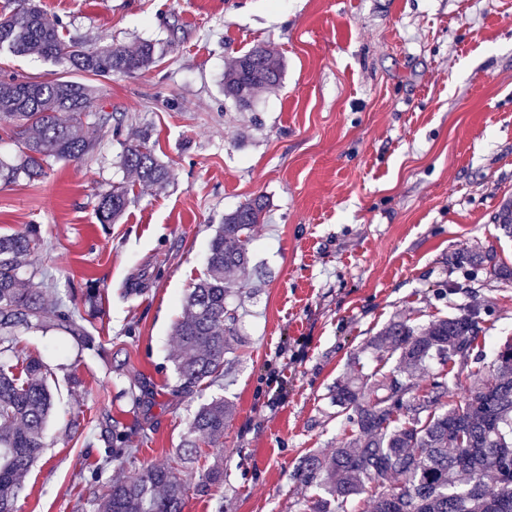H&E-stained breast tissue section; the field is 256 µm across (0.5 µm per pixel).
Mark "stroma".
<instances>
[{
  "mask_svg": "<svg viewBox=\"0 0 512 512\" xmlns=\"http://www.w3.org/2000/svg\"><path fill=\"white\" fill-rule=\"evenodd\" d=\"M38 2L65 36L152 41L159 56L93 78L111 121L88 117L92 152L0 184V233L41 232L31 287L52 284L95 338L90 350L53 332L18 339L20 355L52 367L53 410L16 512H91L93 494L154 463L175 465L184 512H301L295 468L346 442L331 393L375 366L371 342L395 316L486 304L485 354L512 339V281L471 278L454 260L469 250L512 265L497 223L512 201V0ZM260 43L283 60L282 80L241 109L224 97V66ZM60 73L0 52L2 80ZM143 133L168 171L160 191L120 163ZM115 183L130 202L99 223V194ZM257 196L267 220L253 230L224 383L173 394L183 299L225 213ZM140 380L136 408L123 391ZM215 397L233 408L224 483L202 494L212 447L188 463L177 454ZM114 429L133 454L92 477Z\"/></svg>",
  "mask_w": 512,
  "mask_h": 512,
  "instance_id": "obj_1",
  "label": "stroma"
}]
</instances>
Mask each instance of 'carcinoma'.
<instances>
[{
	"label": "carcinoma",
	"mask_w": 512,
	"mask_h": 512,
	"mask_svg": "<svg viewBox=\"0 0 512 512\" xmlns=\"http://www.w3.org/2000/svg\"><path fill=\"white\" fill-rule=\"evenodd\" d=\"M36 54L62 67L47 81H0V127L20 144L19 164L0 162V182L17 174L37 181L49 161L81 160L95 146L85 133L94 112L95 91L68 77L72 71L108 78L133 74L154 62L155 45L130 50L112 44L87 47L65 38L37 0H20L0 15V51ZM282 80L281 62L264 45L232 59L224 70V97L240 108ZM121 163L139 184L161 189L167 171L147 140L125 146ZM130 190L114 186L100 193L98 217L116 222ZM266 204L248 200L224 215L211 240L206 271L183 302L173 328L179 385L187 393L224 380V355L234 341L236 311L227 299L241 288L251 259L253 227L264 221ZM41 242L38 231L0 235V512H14L23 480L42 456L44 431L52 408L50 368L36 357L20 358V335L55 329L83 349L94 347L83 317L66 302L26 287L24 270ZM491 309L471 306L459 313L416 324L400 316L382 328L372 346L395 362L387 374H359L336 384V416L352 427L346 446L329 454H310L295 478L321 495L305 501L306 512H346L353 498L366 495L372 512H512V341L485 362L479 341ZM432 360L458 371L430 375L421 390L419 372ZM464 386L461 400L450 403L449 383ZM231 416L224 398H214L194 413L183 454L198 453L200 443L220 447ZM129 454L115 437L102 465ZM493 475V485L485 483ZM224 482V470H208L199 484L206 493ZM186 489L169 464L144 467L136 477L112 485L92 499L93 512H184Z\"/></svg>",
	"instance_id": "obj_1"
}]
</instances>
